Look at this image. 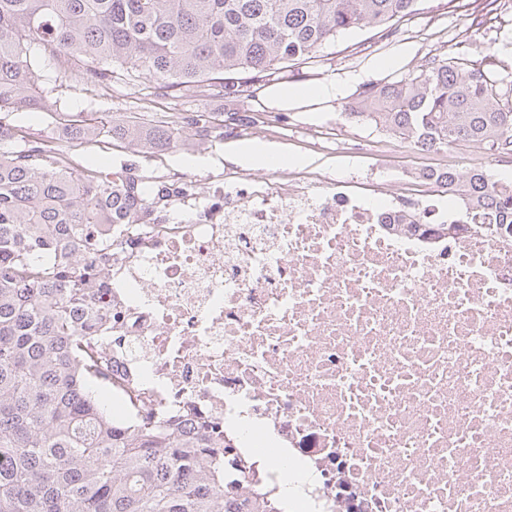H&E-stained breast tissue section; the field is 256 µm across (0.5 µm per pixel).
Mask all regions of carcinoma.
<instances>
[{"label": "carcinoma", "instance_id": "obj_1", "mask_svg": "<svg viewBox=\"0 0 512 512\" xmlns=\"http://www.w3.org/2000/svg\"><path fill=\"white\" fill-rule=\"evenodd\" d=\"M422 0H0V112L43 98L40 57L83 84L146 80L164 94L242 92L310 59L347 31L383 36ZM347 118L417 147H478L512 157V83L463 58L426 60L412 75L370 84ZM67 146L122 141L148 152L183 131L137 117L66 114ZM0 512H232L224 508L218 427L189 432L153 418L113 417L96 332L110 269L101 224H144L154 205L138 177L75 165L62 147L0 122ZM462 216L486 207L512 225V185L486 169L451 170ZM246 512H277L253 489Z\"/></svg>", "mask_w": 512, "mask_h": 512}]
</instances>
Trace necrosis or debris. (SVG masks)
Instances as JSON below:
<instances>
[{
  "label": "necrosis or debris",
  "mask_w": 512,
  "mask_h": 512,
  "mask_svg": "<svg viewBox=\"0 0 512 512\" xmlns=\"http://www.w3.org/2000/svg\"><path fill=\"white\" fill-rule=\"evenodd\" d=\"M435 175L249 179L104 225L128 418L223 425L234 483L302 484L288 512H512V226L460 223Z\"/></svg>",
  "instance_id": "1"
}]
</instances>
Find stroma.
<instances>
[{"label":"stroma","instance_id":"35a3bbf8","mask_svg":"<svg viewBox=\"0 0 512 512\" xmlns=\"http://www.w3.org/2000/svg\"><path fill=\"white\" fill-rule=\"evenodd\" d=\"M397 30L389 39L379 38L371 30L340 34L315 58L259 79L239 96H162L143 80L108 87L84 85L46 59L41 63L45 93L40 107L13 115L10 121L23 126L28 139L38 140L54 135L61 115L69 112L106 113L115 119L144 115L160 125L180 115L212 113L214 122L207 136L185 130L176 146L165 152L108 144L94 152L102 172L127 169L143 176L150 189L163 185L183 188L177 201L159 205L153 212L154 219L169 224L178 222L186 205L207 204L213 190L224 183L242 177L271 178L268 169L229 161V154L241 143L267 144L302 157L303 172L323 179H347L354 190L366 194L382 182L400 184L406 173L421 166L448 165L460 172L473 168L472 148L423 152L375 127L347 119L344 111L362 85L399 80L435 56L476 61L490 55L496 71L512 80V7L500 5L488 27L474 33L464 13L448 11L445 0H424L421 13L401 20ZM320 83L341 86L342 97L285 110L266 104L273 87ZM228 112H244L255 121L229 132L224 127Z\"/></svg>","mask_w":512,"mask_h":512}]
</instances>
